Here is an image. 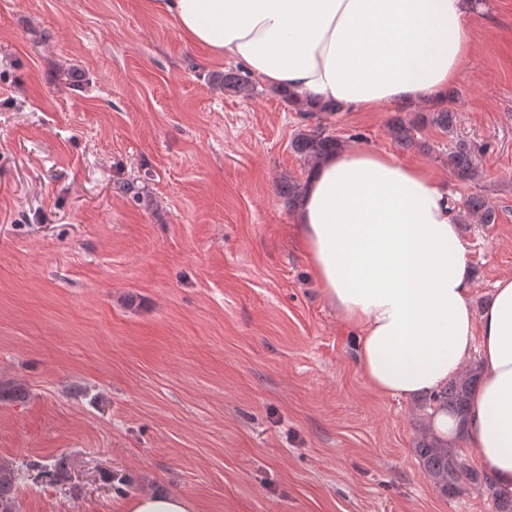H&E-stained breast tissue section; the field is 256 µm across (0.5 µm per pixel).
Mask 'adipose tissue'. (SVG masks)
<instances>
[{
  "mask_svg": "<svg viewBox=\"0 0 512 512\" xmlns=\"http://www.w3.org/2000/svg\"><path fill=\"white\" fill-rule=\"evenodd\" d=\"M190 42L242 63L292 99L344 112L444 98L474 48L478 0H146ZM328 304L357 330L360 369L379 394L432 393L471 359L482 368L467 443L512 490V276L481 315L446 183L364 148L315 161L297 208ZM124 512H197L182 493L144 491Z\"/></svg>",
  "mask_w": 512,
  "mask_h": 512,
  "instance_id": "adipose-tissue-1",
  "label": "adipose tissue"
}]
</instances>
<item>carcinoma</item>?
<instances>
[{
	"label": "carcinoma",
	"mask_w": 512,
	"mask_h": 512,
	"mask_svg": "<svg viewBox=\"0 0 512 512\" xmlns=\"http://www.w3.org/2000/svg\"><path fill=\"white\" fill-rule=\"evenodd\" d=\"M224 89L244 93L248 90L247 79L237 71H227L219 78ZM458 113L443 103L413 119L396 115L391 118L390 131L394 142L402 149L416 145V132L424 125H432L445 133L456 127ZM340 141L323 131L308 130L297 133L291 140L290 147L299 157L315 161L321 156L336 150ZM448 172L460 182H473L478 177V164L475 149L464 141H457L448 152ZM461 209L469 215L476 216L483 224H494L497 220L496 210L480 193H471L459 203ZM479 380V369L473 367L460 376L451 379L439 391L425 398L421 411L429 408L442 410L453 417L458 438L467 432V415L469 400ZM420 437L414 451L425 473L435 489L443 496L457 495L466 484L483 488L493 503L495 512H512V491L502 488L490 471H477L468 463L457 448L448 447V441L433 434L425 420L419 422ZM34 483H64L69 479L68 465L63 459L50 463L36 461L26 468L15 471L0 466V512H17V483L20 479Z\"/></svg>",
	"instance_id": "carcinoma-1"
}]
</instances>
